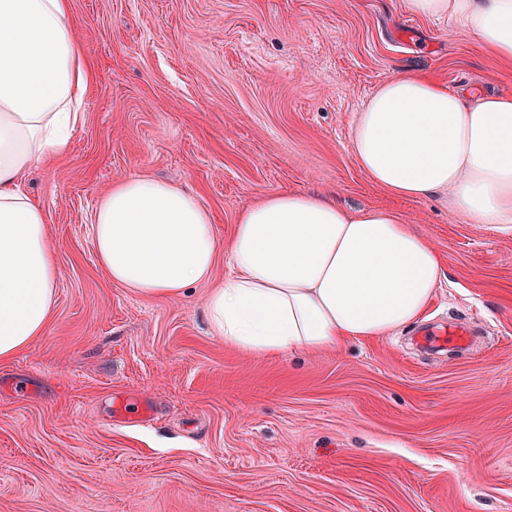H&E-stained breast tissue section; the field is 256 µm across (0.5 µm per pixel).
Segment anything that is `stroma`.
Instances as JSON below:
<instances>
[{
	"mask_svg": "<svg viewBox=\"0 0 512 512\" xmlns=\"http://www.w3.org/2000/svg\"><path fill=\"white\" fill-rule=\"evenodd\" d=\"M71 20L90 86L23 182L60 277L45 333L0 362V512H512V229L394 198L352 149L396 74L512 96V65L404 0H71ZM137 173L209 212L210 283L144 298L100 268L92 213ZM285 189L402 212L447 274L425 316L321 352L209 335L240 210ZM452 322L471 336L444 343Z\"/></svg>",
	"mask_w": 512,
	"mask_h": 512,
	"instance_id": "obj_1",
	"label": "stroma"
}]
</instances>
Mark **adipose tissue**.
Masks as SVG:
<instances>
[{
	"mask_svg": "<svg viewBox=\"0 0 512 512\" xmlns=\"http://www.w3.org/2000/svg\"><path fill=\"white\" fill-rule=\"evenodd\" d=\"M448 15L512 62V0H405ZM88 89L69 0H0V361L45 332L59 268L45 211L21 183L65 151ZM353 151L389 194L447 193L478 224H512V96L448 88L428 75L381 85L360 112ZM98 261L114 284L177 298L207 281L215 227L192 194L144 174L124 178L91 217ZM234 268L204 308L210 331L239 351H320L416 322L444 276L440 259L389 209L349 212L329 198L275 191L238 214Z\"/></svg>",
	"mask_w": 512,
	"mask_h": 512,
	"instance_id": "adipose-tissue-1",
	"label": "adipose tissue"
}]
</instances>
